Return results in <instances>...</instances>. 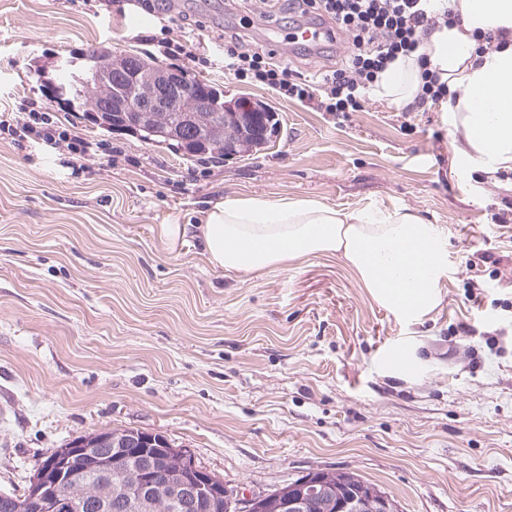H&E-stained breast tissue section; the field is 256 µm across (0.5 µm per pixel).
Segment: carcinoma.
I'll list each match as a JSON object with an SVG mask.
<instances>
[{"label": "carcinoma", "instance_id": "obj_1", "mask_svg": "<svg viewBox=\"0 0 512 512\" xmlns=\"http://www.w3.org/2000/svg\"><path fill=\"white\" fill-rule=\"evenodd\" d=\"M110 51L98 50L85 57L82 64L65 60L61 64L65 71V77L57 86L60 96L68 97V101H75L85 108V112L92 113L93 123L108 130H114L123 126L122 113L120 112H94L92 106L103 99H109L117 106L122 101L138 95V86L133 76L119 68L105 67L103 63L108 60ZM109 71L112 81L107 86L97 82V75L102 71ZM186 82L192 85H201L207 89L210 97L211 109L205 113V118L200 121L193 120L187 112H167L147 114L136 133L148 143H165L175 151H182L187 155L217 154L227 157L239 153L252 151V148L262 145L267 137L275 133L278 119L267 106L253 103L255 110L262 114V125L255 126V116L252 112L239 113L240 124L236 125L235 141L228 144L224 137V94L215 86L184 74ZM115 449L104 444L98 449L100 462L106 465L104 469H86L82 461L74 464L76 471L80 472L88 485L110 484L112 478V458ZM323 476L330 480L336 487L334 498L347 497L357 488L371 487L373 483L365 480L359 474L347 469L317 470L311 471L293 480L299 483L306 479H314ZM154 483L153 512H234L229 507V499L218 498L208 503L196 502L189 498H180L174 495L162 471L158 470L152 475ZM0 512H42L34 503L28 500L26 494L11 492L0 493Z\"/></svg>", "mask_w": 512, "mask_h": 512}]
</instances>
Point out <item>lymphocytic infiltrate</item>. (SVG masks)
<instances>
[{
  "label": "lymphocytic infiltrate",
  "instance_id": "1",
  "mask_svg": "<svg viewBox=\"0 0 512 512\" xmlns=\"http://www.w3.org/2000/svg\"><path fill=\"white\" fill-rule=\"evenodd\" d=\"M289 13L325 26L324 40L344 47L341 61L325 67L320 82L272 66L271 52L247 48L242 33L224 36V69L239 80L270 87L300 101H311L325 88L328 112H358L378 76L398 57L416 53L422 37L439 23L455 21L448 0H283ZM0 131L44 147L69 149L85 157L104 151L99 141L70 136L55 125L46 107L29 103L23 115L0 113Z\"/></svg>",
  "mask_w": 512,
  "mask_h": 512
}]
</instances>
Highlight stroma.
Wrapping results in <instances>:
<instances>
[{
    "instance_id": "35a3bbf8",
    "label": "stroma",
    "mask_w": 512,
    "mask_h": 512,
    "mask_svg": "<svg viewBox=\"0 0 512 512\" xmlns=\"http://www.w3.org/2000/svg\"><path fill=\"white\" fill-rule=\"evenodd\" d=\"M201 21L209 59L159 57L262 101L279 131L259 151L190 156L94 125L57 98V66L93 49L150 55L137 4L0 0V108L45 106L111 154L81 158L0 136V490L23 493L75 437L136 428L191 449L243 496L318 469L354 471L398 512H512V172L462 168L438 104L341 115L224 72L223 28L257 0H169ZM405 207L448 230L439 303L410 322L342 255L253 276L212 266L194 232L226 198ZM401 348L409 376L393 374Z\"/></svg>"
}]
</instances>
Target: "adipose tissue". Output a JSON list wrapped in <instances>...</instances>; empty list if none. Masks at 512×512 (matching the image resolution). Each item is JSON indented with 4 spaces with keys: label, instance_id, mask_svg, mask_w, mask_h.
I'll return each instance as SVG.
<instances>
[{
    "label": "adipose tissue",
    "instance_id": "adipose-tissue-1",
    "mask_svg": "<svg viewBox=\"0 0 512 512\" xmlns=\"http://www.w3.org/2000/svg\"><path fill=\"white\" fill-rule=\"evenodd\" d=\"M459 22L438 24L421 46L449 94L440 101L461 165L495 178L512 170V0H453ZM420 89L416 57L381 73L375 95L401 109ZM208 262L236 274L287 266L312 255L342 254L383 305L421 319L438 303L448 275L446 232L405 208L344 211L319 201L229 198L198 225Z\"/></svg>",
    "mask_w": 512,
    "mask_h": 512
}]
</instances>
